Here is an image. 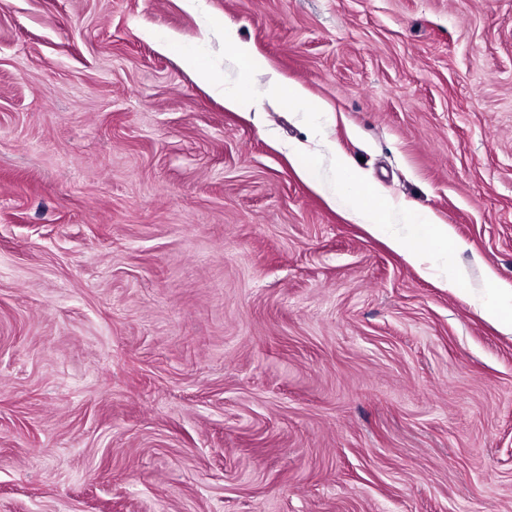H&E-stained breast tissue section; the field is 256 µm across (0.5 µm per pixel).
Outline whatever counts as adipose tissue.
<instances>
[{"instance_id": "1", "label": "adipose tissue", "mask_w": 512, "mask_h": 512, "mask_svg": "<svg viewBox=\"0 0 512 512\" xmlns=\"http://www.w3.org/2000/svg\"><path fill=\"white\" fill-rule=\"evenodd\" d=\"M336 180L325 187V195L334 202L346 203L355 192H363L368 201L361 206H350L352 220L364 224L370 234L387 237L390 247L403 253L417 269L428 270L437 262H444V276L453 281L461 276L449 260L455 244L447 225L438 223L430 214H417L404 206L379 198L373 187L362 186L343 157H336ZM410 225V234L396 232L397 224Z\"/></svg>"}]
</instances>
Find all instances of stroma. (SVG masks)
I'll return each mask as SVG.
<instances>
[{"instance_id":"stroma-1","label":"stroma","mask_w":512,"mask_h":512,"mask_svg":"<svg viewBox=\"0 0 512 512\" xmlns=\"http://www.w3.org/2000/svg\"><path fill=\"white\" fill-rule=\"evenodd\" d=\"M176 36L181 52H164ZM309 111L254 115L231 44ZM447 224L448 285L299 174ZM512 0H0V512H512ZM231 45L241 60L243 78L238 85L231 88L224 87L220 89V91L224 93V105L230 109H236L255 99L251 83V75L256 71L259 64L253 59L250 51L246 47L236 44ZM472 300L478 303L483 314L498 324L504 333L512 332V298L510 299H480L476 292L470 294Z\"/></svg>"}]
</instances>
